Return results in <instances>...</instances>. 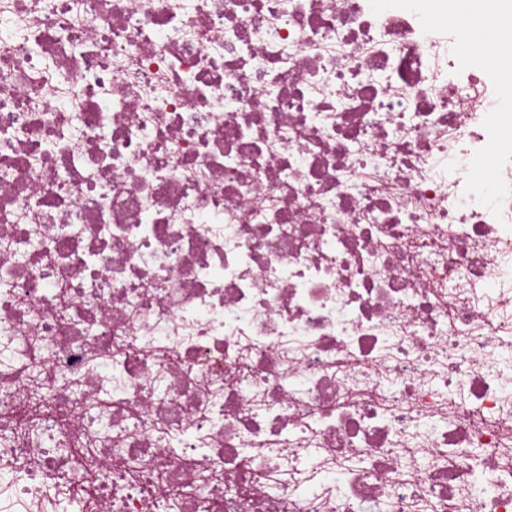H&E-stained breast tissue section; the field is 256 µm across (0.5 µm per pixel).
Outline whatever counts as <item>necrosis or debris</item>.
Segmentation results:
<instances>
[{"label":"necrosis or debris","mask_w":512,"mask_h":512,"mask_svg":"<svg viewBox=\"0 0 512 512\" xmlns=\"http://www.w3.org/2000/svg\"><path fill=\"white\" fill-rule=\"evenodd\" d=\"M433 2L0 0L25 512H512V83Z\"/></svg>","instance_id":"1"}]
</instances>
